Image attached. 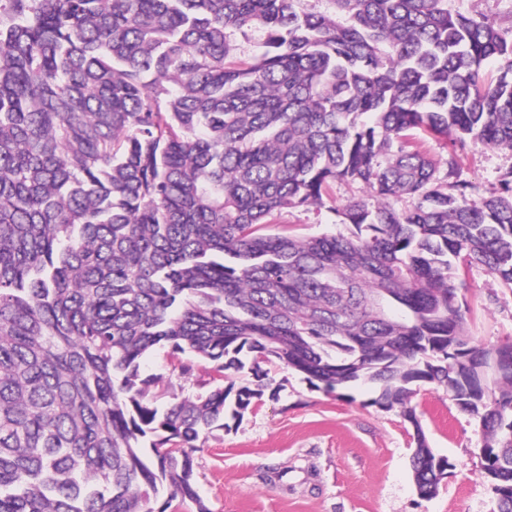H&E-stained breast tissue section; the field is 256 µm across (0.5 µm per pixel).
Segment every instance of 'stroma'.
Returning a JSON list of instances; mask_svg holds the SVG:
<instances>
[{
	"mask_svg": "<svg viewBox=\"0 0 512 512\" xmlns=\"http://www.w3.org/2000/svg\"><path fill=\"white\" fill-rule=\"evenodd\" d=\"M448 9L485 17L512 31V0H448ZM453 137L426 138L438 162L456 157L455 179L478 201L500 194L512 175V150L476 147L453 152ZM272 231L300 235L341 231L338 216L315 206L275 214ZM471 308L468 331L476 343L512 340V288L484 268L463 269ZM148 374L172 378L186 395L225 384V377L199 363L187 380L173 379L166 353L148 356ZM275 397H262L230 429L214 432L196 455L199 494L211 512H494L491 484L481 473V434L477 421L460 412L443 389L425 387L412 396L434 451L452 465L438 494L420 498L409 457L408 425L399 410L371 405L365 387L327 392L282 365L267 368Z\"/></svg>",
	"mask_w": 512,
	"mask_h": 512,
	"instance_id": "35a3bbf8",
	"label": "stroma"
}]
</instances>
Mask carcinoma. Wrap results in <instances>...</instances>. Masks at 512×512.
I'll list each match as a JSON object with an SVG mask.
<instances>
[{
  "label": "carcinoma",
  "instance_id": "obj_1",
  "mask_svg": "<svg viewBox=\"0 0 512 512\" xmlns=\"http://www.w3.org/2000/svg\"><path fill=\"white\" fill-rule=\"evenodd\" d=\"M332 3L0 0V512H211L196 454L263 363L400 408L424 499L450 464L407 401L443 388L512 512V341L468 335L459 279L512 287V181L470 201L417 138L512 148V34L447 0ZM338 181L354 231H268ZM160 350L181 378L249 360L254 386L182 397L141 370Z\"/></svg>",
  "mask_w": 512,
  "mask_h": 512
}]
</instances>
